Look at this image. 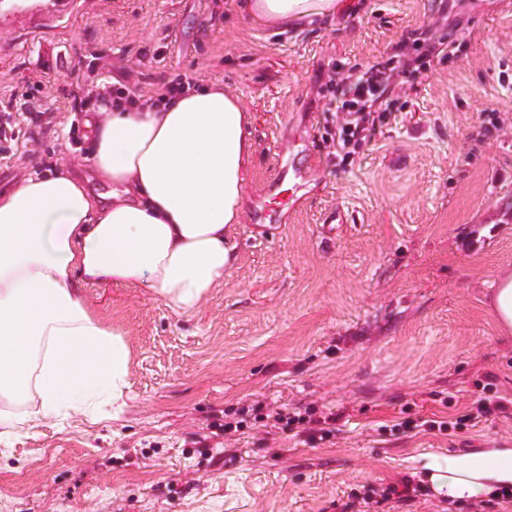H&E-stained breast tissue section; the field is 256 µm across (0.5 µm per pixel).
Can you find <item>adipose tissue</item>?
<instances>
[{
  "instance_id": "obj_1",
  "label": "adipose tissue",
  "mask_w": 512,
  "mask_h": 512,
  "mask_svg": "<svg viewBox=\"0 0 512 512\" xmlns=\"http://www.w3.org/2000/svg\"><path fill=\"white\" fill-rule=\"evenodd\" d=\"M345 0H245L247 18L285 26L343 12ZM252 119L214 83L155 104L117 99L93 132L97 197L66 170L0 192V398L36 393L37 415L0 410V436L35 416L85 410L103 394L122 411L129 351L94 320L82 290L136 284L192 311L235 264ZM449 503L512 489V448L428 454L420 465Z\"/></svg>"
}]
</instances>
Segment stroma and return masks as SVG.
<instances>
[{"label":"stroma","instance_id":"1","mask_svg":"<svg viewBox=\"0 0 512 512\" xmlns=\"http://www.w3.org/2000/svg\"><path fill=\"white\" fill-rule=\"evenodd\" d=\"M0 0V103L41 88L51 130L22 127L0 191L77 162L95 193L88 123L128 77L153 92L180 74L218 82L252 116L236 264L187 314L133 285L86 288L122 333V413L47 417L0 437V512H350L415 478V458L512 447V419L403 432L456 416L485 374L512 399V337L488 299L512 271V0H352L332 20L253 24L239 0ZM439 25L447 47L392 95L370 141L327 153V71L388 60ZM63 52L88 81L70 109ZM304 167L292 181L290 165ZM286 405L338 416L312 443L267 433ZM241 432L218 437L224 422Z\"/></svg>","mask_w":512,"mask_h":512}]
</instances>
